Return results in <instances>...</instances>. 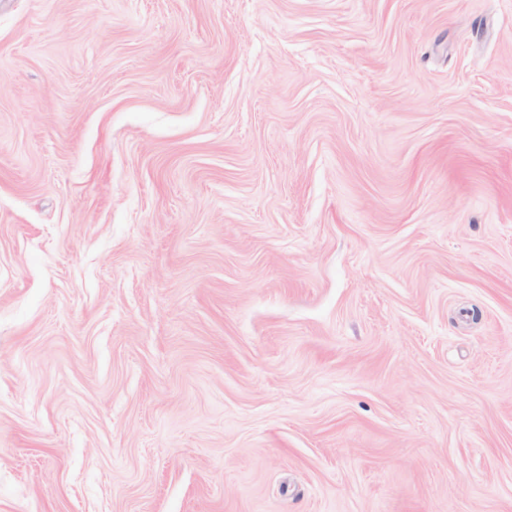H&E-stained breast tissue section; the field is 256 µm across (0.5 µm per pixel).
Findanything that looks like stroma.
I'll use <instances>...</instances> for the list:
<instances>
[{
	"instance_id": "1",
	"label": "stroma",
	"mask_w": 512,
	"mask_h": 512,
	"mask_svg": "<svg viewBox=\"0 0 512 512\" xmlns=\"http://www.w3.org/2000/svg\"><path fill=\"white\" fill-rule=\"evenodd\" d=\"M0 512H512V0H0Z\"/></svg>"
}]
</instances>
